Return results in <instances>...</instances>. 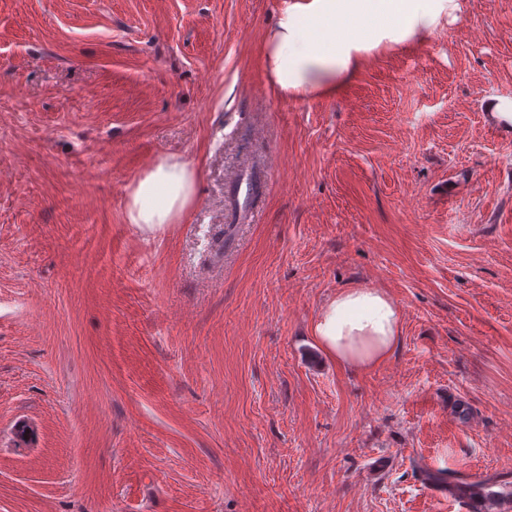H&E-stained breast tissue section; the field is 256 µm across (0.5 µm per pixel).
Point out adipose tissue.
Listing matches in <instances>:
<instances>
[{"label": "adipose tissue", "instance_id": "1", "mask_svg": "<svg viewBox=\"0 0 512 512\" xmlns=\"http://www.w3.org/2000/svg\"><path fill=\"white\" fill-rule=\"evenodd\" d=\"M456 0H289L265 39V68L277 96L335 93L357 58L433 28ZM197 171L176 155L159 157L126 191L128 223L157 231L178 223L195 199ZM402 314L384 291L345 288L319 308L311 333L336 364L371 369L394 351Z\"/></svg>", "mask_w": 512, "mask_h": 512}]
</instances>
